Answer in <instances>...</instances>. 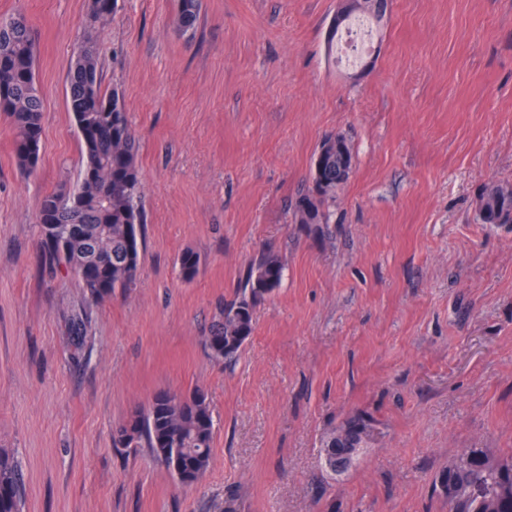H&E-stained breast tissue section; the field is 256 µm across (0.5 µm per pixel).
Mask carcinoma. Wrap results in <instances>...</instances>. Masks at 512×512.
Masks as SVG:
<instances>
[{
	"label": "carcinoma",
	"instance_id": "cac0c4a2",
	"mask_svg": "<svg viewBox=\"0 0 512 512\" xmlns=\"http://www.w3.org/2000/svg\"><path fill=\"white\" fill-rule=\"evenodd\" d=\"M200 0H178L176 23L195 28ZM36 40L22 13L0 18V114L15 134L19 166L36 169L42 134L43 100L35 79ZM67 105L81 140L85 166L80 182L66 193L43 196L37 223L50 257L76 273L91 299L101 301L128 287L139 270L143 247L138 139L118 91H102L96 37L76 51L67 80ZM343 151L312 162L308 191L293 211L297 224H327L326 203L336 197V168L352 158L350 142L338 137ZM68 215L80 236L62 246L55 228ZM479 216L485 224L512 223V184L487 187L480 196ZM283 268L274 256L263 258L245 280L238 299L210 325L205 336L213 358L233 361L252 336L255 307L280 284ZM214 420L204 391L185 401L167 393L154 397L143 414L120 427L114 443L126 448L145 442L166 465L180 461L189 483L208 469ZM448 512H512V452L492 454L472 448L459 455L444 474ZM23 483L14 461L0 452V512H23Z\"/></svg>",
	"mask_w": 512,
	"mask_h": 512
}]
</instances>
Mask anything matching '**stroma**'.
Segmentation results:
<instances>
[{"mask_svg": "<svg viewBox=\"0 0 512 512\" xmlns=\"http://www.w3.org/2000/svg\"><path fill=\"white\" fill-rule=\"evenodd\" d=\"M338 4L200 0L186 34L177 0H114L102 87L139 140L145 242L135 284L94 303L36 224L84 169L65 93L91 0H0L34 28L44 104L30 174L0 117V450L23 512H448L438 476L462 449L512 450V224L478 218L484 187L512 183V0H388L352 69L328 42ZM336 135L353 172L328 223H294ZM268 254L281 283L218 362L207 331ZM197 389V483L114 447L155 395ZM356 422L354 463L326 471ZM345 429L338 434L331 436L328 440L327 444L330 443L336 448H323V459L327 468L332 472H341L347 469L351 465L356 453L360 449L358 447L363 441L364 430L361 433L358 428L351 427H348L346 432L348 430L350 431L351 439H353L352 446L344 441L345 433L342 435L340 442L336 441ZM360 438L361 441L359 443Z\"/></svg>", "mask_w": 512, "mask_h": 512, "instance_id": "obj_1", "label": "stroma"}]
</instances>
